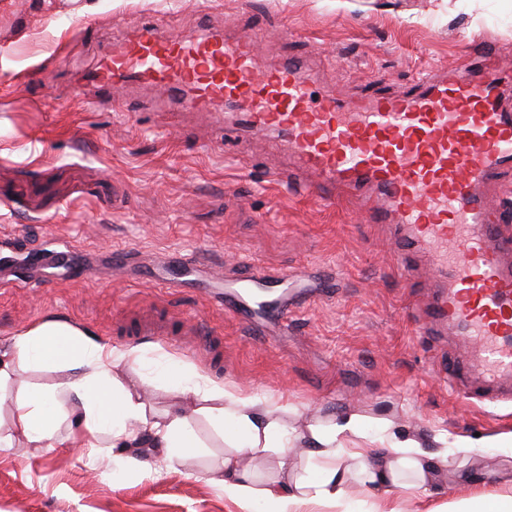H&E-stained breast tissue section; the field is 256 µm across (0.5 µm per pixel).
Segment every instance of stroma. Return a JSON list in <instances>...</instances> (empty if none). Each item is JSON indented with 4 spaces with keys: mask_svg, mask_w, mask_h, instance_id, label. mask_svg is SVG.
<instances>
[{
    "mask_svg": "<svg viewBox=\"0 0 512 512\" xmlns=\"http://www.w3.org/2000/svg\"><path fill=\"white\" fill-rule=\"evenodd\" d=\"M139 19L180 35L263 24V66L303 57L319 86L346 100L394 94L424 69L487 53L512 70V0H0V257L29 277L0 284V349L55 314L111 346L141 347L123 380L157 409L192 371L286 404L300 470L307 423L344 411L365 418L356 448L388 424L426 448L439 433L475 437L468 453L452 447L439 459L448 479L431 495L377 496L355 482L345 512H455L478 496H512V443L501 439L512 432V400L449 391L434 368L468 360L470 347L412 317L435 286L427 258L402 279L387 227L364 223L346 199L291 193L273 133L224 142L214 115L156 110L160 93L147 84L113 91L105 108L72 97L71 85ZM48 241L81 250L98 274L30 276V252ZM116 248L133 262L109 266ZM173 251L226 271L245 258L273 273L329 268L336 296L304 309L285 335L253 336L198 289L161 287ZM155 305L174 339L130 335L139 311ZM186 316L214 337L213 356L194 352ZM193 425L199 448L170 468L143 448L130 469L68 440L65 426L55 448L0 447V512H267L264 501L244 505L212 484L224 442L206 419Z\"/></svg>",
    "mask_w": 512,
    "mask_h": 512,
    "instance_id": "obj_1",
    "label": "stroma"
}]
</instances>
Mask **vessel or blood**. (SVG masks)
Returning a JSON list of instances; mask_svg holds the SVG:
<instances>
[{
  "label": "vessel or blood",
  "instance_id": "vessel-or-blood-1",
  "mask_svg": "<svg viewBox=\"0 0 512 512\" xmlns=\"http://www.w3.org/2000/svg\"><path fill=\"white\" fill-rule=\"evenodd\" d=\"M261 27L235 39L223 30L176 36L165 26H137L85 86L150 83L198 111L229 110L232 133L276 134L298 169L315 173L323 200L341 188L358 196L370 223L394 225L401 276L409 257L429 255L440 282L415 320L447 328L474 344L472 361L440 365L449 383L471 378L484 399L512 398V211L493 209L482 188L512 168V105L491 56L476 67L451 65L400 94L372 93L345 103L314 89L300 60L261 70ZM199 272L209 301L248 331L280 334L312 301L334 297L332 276L311 281L240 262L234 277Z\"/></svg>",
  "mask_w": 512,
  "mask_h": 512
}]
</instances>
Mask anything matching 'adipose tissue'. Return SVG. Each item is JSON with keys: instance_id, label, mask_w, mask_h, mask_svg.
<instances>
[{"instance_id": "ef3b65f1", "label": "adipose tissue", "mask_w": 512, "mask_h": 512, "mask_svg": "<svg viewBox=\"0 0 512 512\" xmlns=\"http://www.w3.org/2000/svg\"><path fill=\"white\" fill-rule=\"evenodd\" d=\"M136 347L118 349L92 333L50 319L29 327L0 352V385L9 383L19 363L69 371L68 381L49 389L18 387L12 402L15 425L0 433V447L22 442L53 448L60 424L70 423L87 448H106L122 460H133L139 448L157 451L165 466L178 464L192 448L193 420L204 415L215 427L231 423L225 435L223 461L210 471L211 482L224 494L248 503L263 498L272 512H292L305 501L341 505L352 479L373 489L404 487L432 491L439 453L422 447L411 435L385 431L372 447L354 448L364 421L345 412L335 422L307 426V474L295 476L288 444L287 406L261 404L241 393L213 384L201 373L186 375L175 402L156 411L122 380L124 367L138 361ZM274 460L272 474L252 467L255 459Z\"/></svg>"}]
</instances>
